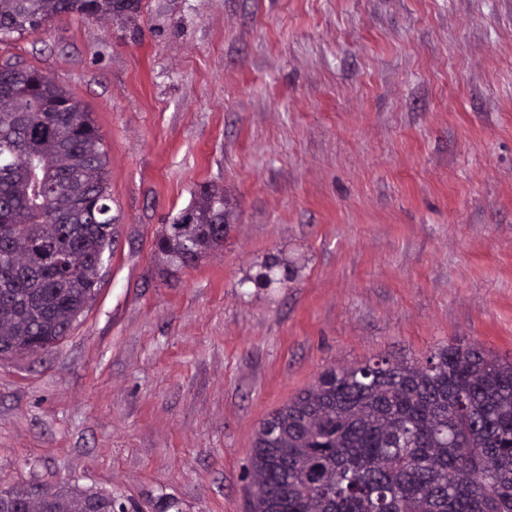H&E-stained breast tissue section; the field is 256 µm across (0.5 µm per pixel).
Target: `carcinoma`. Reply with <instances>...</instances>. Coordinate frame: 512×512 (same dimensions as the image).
Masks as SVG:
<instances>
[{
  "label": "carcinoma",
  "instance_id": "obj_1",
  "mask_svg": "<svg viewBox=\"0 0 512 512\" xmlns=\"http://www.w3.org/2000/svg\"><path fill=\"white\" fill-rule=\"evenodd\" d=\"M139 0H0V42L62 15L102 23ZM108 155L88 112L50 74L0 62V353L49 350L95 296L115 239ZM156 247L180 266L224 246V190H203ZM250 512H512V361L448 344L423 363L329 366L259 425ZM4 507L45 512L31 488ZM55 512H108L54 494Z\"/></svg>",
  "mask_w": 512,
  "mask_h": 512
}]
</instances>
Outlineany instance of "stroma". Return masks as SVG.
I'll list each match as a JSON object with an SVG mask.
<instances>
[{
  "label": "stroma",
  "instance_id": "obj_1",
  "mask_svg": "<svg viewBox=\"0 0 512 512\" xmlns=\"http://www.w3.org/2000/svg\"><path fill=\"white\" fill-rule=\"evenodd\" d=\"M7 57L90 112L117 235L67 336L0 356V490L247 512L260 421L326 367L512 359V0H140ZM211 185L224 247L170 268Z\"/></svg>",
  "mask_w": 512,
  "mask_h": 512
}]
</instances>
